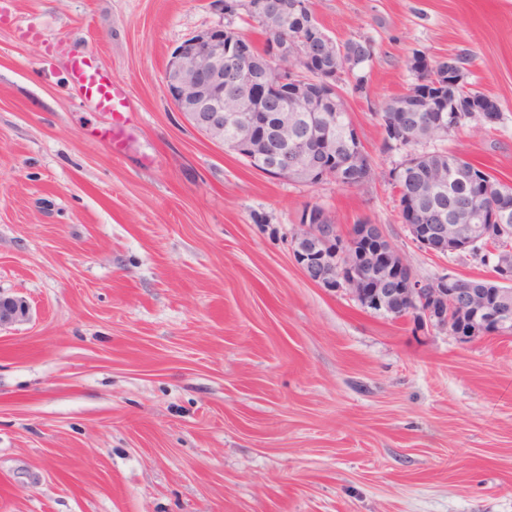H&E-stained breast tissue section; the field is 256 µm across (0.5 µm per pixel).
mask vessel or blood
<instances>
[{
  "instance_id": "vessel-or-blood-1",
  "label": "vessel or blood",
  "mask_w": 512,
  "mask_h": 512,
  "mask_svg": "<svg viewBox=\"0 0 512 512\" xmlns=\"http://www.w3.org/2000/svg\"><path fill=\"white\" fill-rule=\"evenodd\" d=\"M71 81L86 99L102 111L111 113L113 123L106 135L113 150H120L128 99L125 83L120 78L96 68L94 56L88 52L74 57L71 64Z\"/></svg>"
}]
</instances>
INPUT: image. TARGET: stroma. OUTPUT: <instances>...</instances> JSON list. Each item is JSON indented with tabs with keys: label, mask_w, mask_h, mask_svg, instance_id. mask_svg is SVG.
Segmentation results:
<instances>
[{
	"label": "stroma",
	"mask_w": 512,
	"mask_h": 512,
	"mask_svg": "<svg viewBox=\"0 0 512 512\" xmlns=\"http://www.w3.org/2000/svg\"><path fill=\"white\" fill-rule=\"evenodd\" d=\"M310 8L373 48L342 83L358 187L262 174L176 111L166 63L223 22L215 0H0V292L32 306L0 331V512H512V333L419 331L291 251L316 203L344 234L383 225L419 279L492 275L412 242L380 113L414 54L470 50L499 118L424 148L511 183L512 0ZM85 51L128 87L121 153L70 84Z\"/></svg>",
	"instance_id": "35a3bbf8"
}]
</instances>
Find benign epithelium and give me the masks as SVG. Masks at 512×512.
Here are the masks:
<instances>
[{
    "instance_id": "benign-epithelium-1",
    "label": "benign epithelium",
    "mask_w": 512,
    "mask_h": 512,
    "mask_svg": "<svg viewBox=\"0 0 512 512\" xmlns=\"http://www.w3.org/2000/svg\"><path fill=\"white\" fill-rule=\"evenodd\" d=\"M224 16L232 18L254 9L251 0H218ZM233 30L231 23L208 27L175 47L164 71V87L177 112L198 132L219 144L224 143V123L248 117L255 126L261 114L253 111L251 88L255 81L254 66L246 68L240 78V90L234 110L224 111V62L229 57L240 58L234 40H224V33ZM313 40L300 34L288 41L289 57L296 65L289 67L288 76L278 87L281 98L277 106H288L268 128L274 142L288 144L296 130L298 112L314 111L316 99L307 94V87L316 83L317 54L310 49ZM457 105L445 111L434 110L422 128L426 134L444 137L461 118L451 112H461ZM333 157L335 170L361 164L359 158L346 161L336 157L334 138L320 129L308 132L304 148L287 171L291 177L309 179L316 174L328 157ZM414 244L427 252L446 255L463 251L488 234L481 224L471 223L466 213L448 216V223L439 227L416 223V210L400 212ZM338 229L325 223V215L305 217L301 232L295 237L292 254L305 275L319 286L346 294L374 312L401 313L411 317L414 325L426 331L446 330L448 321L456 319L471 328L452 331L461 343L474 339L478 331L493 323L512 324V261L494 274L489 281L497 283L494 300L473 289L471 278L451 274L430 281L418 279L403 256L390 241L383 225L369 221L353 227L352 237L363 238L367 244L358 248L350 242L338 243ZM32 307L23 296L0 295V331L31 320Z\"/></svg>"
}]
</instances>
